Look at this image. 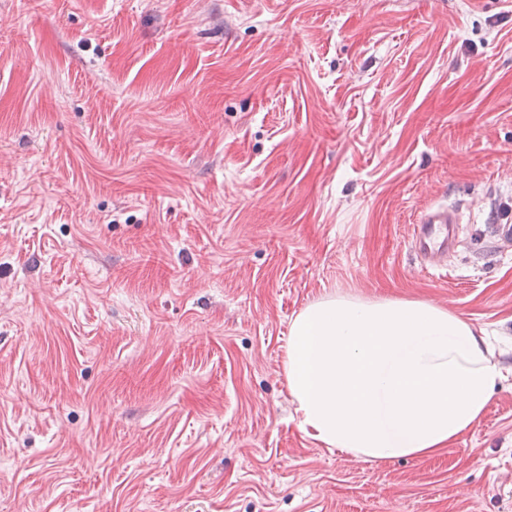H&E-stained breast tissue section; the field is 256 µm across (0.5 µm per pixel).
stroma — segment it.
<instances>
[{
    "instance_id": "obj_1",
    "label": "stroma",
    "mask_w": 512,
    "mask_h": 512,
    "mask_svg": "<svg viewBox=\"0 0 512 512\" xmlns=\"http://www.w3.org/2000/svg\"><path fill=\"white\" fill-rule=\"evenodd\" d=\"M501 224L512 0H0V512H512ZM333 293L468 322L504 366L479 423L306 437L289 326ZM413 228V245L429 262L440 261L448 254L456 241L457 225L460 219L450 206L427 209Z\"/></svg>"
}]
</instances>
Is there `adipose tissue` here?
<instances>
[{
  "label": "adipose tissue",
  "mask_w": 512,
  "mask_h": 512,
  "mask_svg": "<svg viewBox=\"0 0 512 512\" xmlns=\"http://www.w3.org/2000/svg\"><path fill=\"white\" fill-rule=\"evenodd\" d=\"M285 372L307 437L388 460L440 453L478 423L503 367L442 306L331 294L292 320Z\"/></svg>",
  "instance_id": "ef3b65f1"
}]
</instances>
